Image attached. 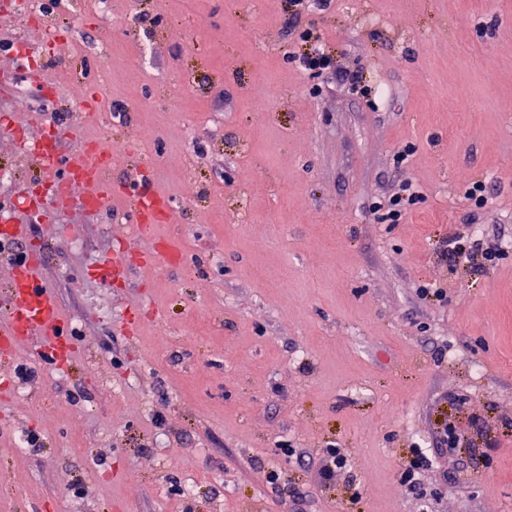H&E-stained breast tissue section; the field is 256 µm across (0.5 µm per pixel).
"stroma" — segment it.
<instances>
[{
	"label": "stroma",
	"mask_w": 512,
	"mask_h": 512,
	"mask_svg": "<svg viewBox=\"0 0 512 512\" xmlns=\"http://www.w3.org/2000/svg\"><path fill=\"white\" fill-rule=\"evenodd\" d=\"M42 16L0 9V206L76 348L61 367L25 344L0 362V512H512V0L299 18L289 0H58ZM47 23L62 40L37 67ZM309 26L333 59L314 77L296 61ZM56 116L61 153L112 143L97 211L22 196L42 166L16 141ZM409 180L421 202L380 223L373 202ZM475 182L490 200L470 225ZM135 183L168 204L137 239ZM464 229L505 258L451 265ZM111 254L126 270L106 284ZM416 445L434 465L412 490ZM330 447L351 466L322 484ZM431 465L432 460L423 448H412L410 456L400 466V481L409 488L418 486L420 484L419 475Z\"/></svg>",
	"instance_id": "35a3bbf8"
}]
</instances>
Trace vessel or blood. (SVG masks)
Here are the masks:
<instances>
[{"instance_id": "vessel-or-blood-1", "label": "vessel or blood", "mask_w": 512, "mask_h": 512, "mask_svg": "<svg viewBox=\"0 0 512 512\" xmlns=\"http://www.w3.org/2000/svg\"><path fill=\"white\" fill-rule=\"evenodd\" d=\"M21 154L44 158L53 171L48 178L55 195L81 194L88 209L100 207L112 189L106 176L107 158L98 147L84 145L60 156L53 135H45L32 144H21ZM162 205L156 195L136 191L133 206L136 233H144V220ZM41 262L36 254L14 263L10 279L8 316L0 323V353L9 354L15 345L29 342L36 358L63 362L70 355L73 341L64 329L63 310L54 291L41 277Z\"/></svg>"}]
</instances>
